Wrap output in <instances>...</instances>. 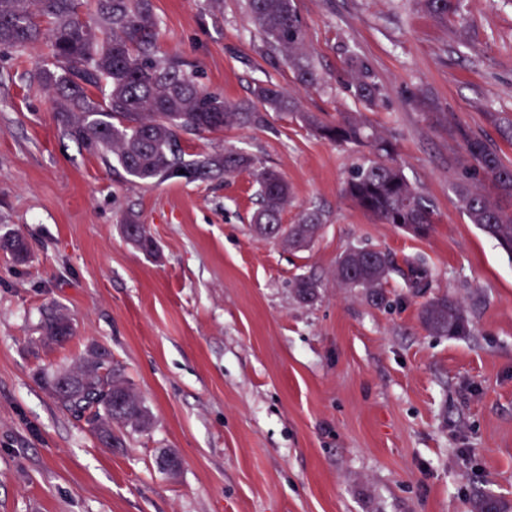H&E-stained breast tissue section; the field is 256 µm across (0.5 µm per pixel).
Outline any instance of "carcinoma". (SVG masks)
Listing matches in <instances>:
<instances>
[{
  "instance_id": "1",
  "label": "carcinoma",
  "mask_w": 512,
  "mask_h": 512,
  "mask_svg": "<svg viewBox=\"0 0 512 512\" xmlns=\"http://www.w3.org/2000/svg\"><path fill=\"white\" fill-rule=\"evenodd\" d=\"M250 21L288 63L295 79L316 87L321 77L305 52V27L293 0H245ZM441 22L457 12L455 0H417ZM92 21L83 19L84 0H0V46L16 52L46 46L47 63L39 69L43 88L52 91L51 105L67 134L94 154L112 156L132 178L142 182L182 177L209 181L248 171L259 188L252 223L266 225L265 237L283 234L305 248L322 228V214L303 212L297 223L283 226L288 208V182L275 169L236 151L185 159L184 133H219L233 126L263 122L262 112H292L319 136L339 145L364 146L368 154L355 165L343 194L381 224L425 238L434 224L435 206L403 172L391 141L369 132L362 112H339L325 121L302 112L297 101L273 86L260 84L253 96L261 105L231 104L197 82L196 66L176 54L161 51V30L152 0H91ZM354 95L365 107L376 104L378 87L368 64L352 52ZM448 135L460 143L458 158L467 179L455 192L460 208L484 235L512 256V165L482 137L459 124L448 123ZM184 174H179V171ZM124 231L142 250H153L147 228L134 215L124 219ZM0 251L17 264L29 259L22 239L0 235ZM405 285L419 293L429 287L423 257L406 260ZM391 263L378 250L352 247L339 258L337 279L347 288L375 296L387 282ZM422 325L436 335L456 336L467 329L462 306L446 296H434L421 308ZM39 340L63 345L73 335L71 319L55 306L42 312ZM66 385H60L63 377ZM44 388L66 412L84 417L94 436L108 448H122L127 431L145 432L150 413L124 370L108 352L97 360L82 358L72 369L40 373ZM122 387L131 409L118 413L109 393Z\"/></svg>"
}]
</instances>
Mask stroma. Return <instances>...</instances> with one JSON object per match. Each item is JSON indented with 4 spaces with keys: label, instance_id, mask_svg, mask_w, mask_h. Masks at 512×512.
<instances>
[{
    "label": "stroma",
    "instance_id": "35a3bbf8",
    "mask_svg": "<svg viewBox=\"0 0 512 512\" xmlns=\"http://www.w3.org/2000/svg\"><path fill=\"white\" fill-rule=\"evenodd\" d=\"M163 50L195 63L229 103L269 84L304 111L361 107L346 66L358 53L379 88L367 115L393 141L406 177L435 205L427 238L375 222L342 188L359 151L285 112L259 127L188 135V159L227 148L282 174L283 224L307 209L323 227L308 247L257 237L253 176L145 183L64 132L37 72L43 51L0 49V234L30 260L0 253V512H512V257L471 224L455 187L465 174L448 121L512 162V0H461L442 22L413 0H294L322 86L307 89L249 22L244 0H152ZM138 215L148 255L122 231ZM354 246L396 265L373 304L336 278ZM431 282L405 287V259ZM320 284L301 302L296 278ZM459 301L461 336L427 332L428 298ZM75 334L43 350L41 311ZM108 349L152 414L125 445L101 447L37 372ZM175 451L181 465L159 464ZM0 251L11 256L17 264H25L29 259V251L25 243L15 234L0 235Z\"/></svg>",
    "mask_w": 512,
    "mask_h": 512
}]
</instances>
